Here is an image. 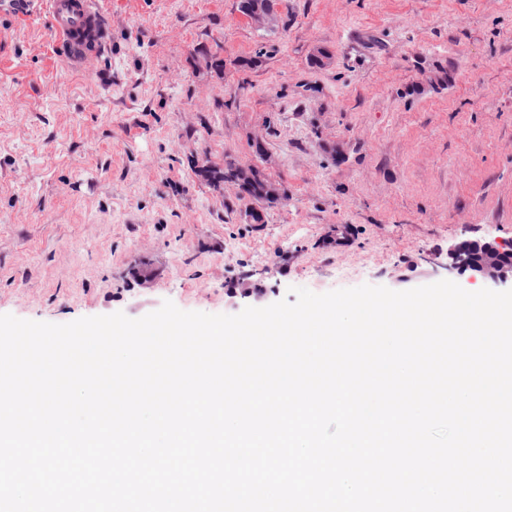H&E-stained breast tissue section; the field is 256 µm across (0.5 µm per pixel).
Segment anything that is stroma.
<instances>
[{"instance_id": "obj_1", "label": "stroma", "mask_w": 512, "mask_h": 512, "mask_svg": "<svg viewBox=\"0 0 512 512\" xmlns=\"http://www.w3.org/2000/svg\"><path fill=\"white\" fill-rule=\"evenodd\" d=\"M99 2L111 47L88 72L44 20L0 22V314L234 315L243 277L269 305L293 287L482 289L445 264L455 241L512 240V0H279L276 32L238 0ZM446 63L448 86L425 83ZM257 136L288 194L259 230L194 167L257 163Z\"/></svg>"}]
</instances>
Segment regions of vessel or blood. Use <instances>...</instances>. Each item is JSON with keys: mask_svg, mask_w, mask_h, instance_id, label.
Masks as SVG:
<instances>
[{"mask_svg": "<svg viewBox=\"0 0 512 512\" xmlns=\"http://www.w3.org/2000/svg\"><path fill=\"white\" fill-rule=\"evenodd\" d=\"M44 16L56 54L77 69L93 68L110 47L109 26L97 0H0V19Z\"/></svg>", "mask_w": 512, "mask_h": 512, "instance_id": "obj_1", "label": "vessel or blood"}]
</instances>
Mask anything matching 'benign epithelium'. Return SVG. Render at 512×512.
Returning <instances> with one entry per match:
<instances>
[{"instance_id": "1", "label": "benign epithelium", "mask_w": 512, "mask_h": 512, "mask_svg": "<svg viewBox=\"0 0 512 512\" xmlns=\"http://www.w3.org/2000/svg\"><path fill=\"white\" fill-rule=\"evenodd\" d=\"M477 249L480 260L472 268V276L495 285L512 284V240H459L448 249V272H463L468 268V249Z\"/></svg>"}]
</instances>
